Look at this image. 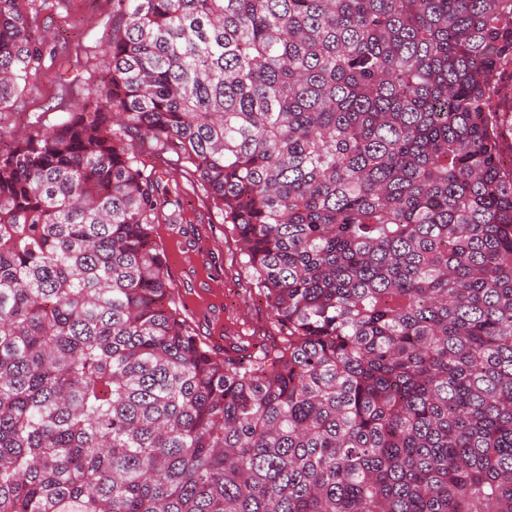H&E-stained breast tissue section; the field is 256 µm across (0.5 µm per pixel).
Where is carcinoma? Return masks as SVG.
Listing matches in <instances>:
<instances>
[{
    "instance_id": "cac0c4a2",
    "label": "carcinoma",
    "mask_w": 512,
    "mask_h": 512,
    "mask_svg": "<svg viewBox=\"0 0 512 512\" xmlns=\"http://www.w3.org/2000/svg\"><path fill=\"white\" fill-rule=\"evenodd\" d=\"M39 14L0 0V111ZM104 57L0 150V512H512V0H113ZM146 148L279 347L195 333Z\"/></svg>"
}]
</instances>
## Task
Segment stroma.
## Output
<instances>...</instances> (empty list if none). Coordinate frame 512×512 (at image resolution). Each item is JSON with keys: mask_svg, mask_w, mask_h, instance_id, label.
<instances>
[{"mask_svg": "<svg viewBox=\"0 0 512 512\" xmlns=\"http://www.w3.org/2000/svg\"><path fill=\"white\" fill-rule=\"evenodd\" d=\"M40 22L56 53L46 59V77L24 102L0 111V130L27 133L82 104L83 90L74 77L101 68L112 35V0H45ZM141 160L179 193L182 223L159 224L157 232L166 253L179 258L168 268L170 281L196 334L221 351L280 344L282 336L239 245L203 189L170 156L147 151Z\"/></svg>", "mask_w": 512, "mask_h": 512, "instance_id": "stroma-1", "label": "stroma"}]
</instances>
